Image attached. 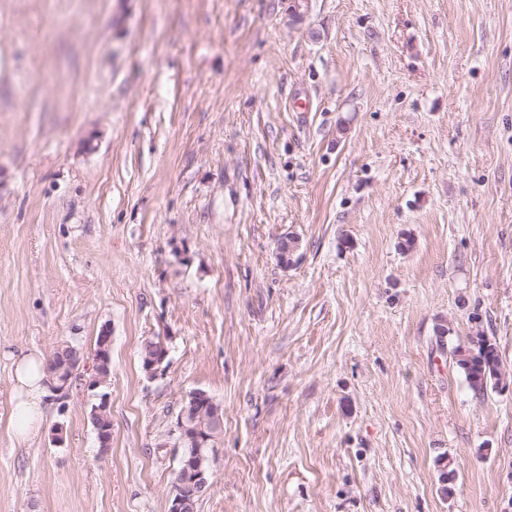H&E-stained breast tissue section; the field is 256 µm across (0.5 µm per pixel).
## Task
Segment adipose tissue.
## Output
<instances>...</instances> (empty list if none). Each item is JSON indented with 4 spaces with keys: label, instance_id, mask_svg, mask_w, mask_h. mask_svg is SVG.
<instances>
[{
    "label": "adipose tissue",
    "instance_id": "ef3b65f1",
    "mask_svg": "<svg viewBox=\"0 0 512 512\" xmlns=\"http://www.w3.org/2000/svg\"><path fill=\"white\" fill-rule=\"evenodd\" d=\"M46 358L37 351L11 359L12 410L11 427L21 441L30 439L41 428L46 415L44 400L48 394Z\"/></svg>",
    "mask_w": 512,
    "mask_h": 512
}]
</instances>
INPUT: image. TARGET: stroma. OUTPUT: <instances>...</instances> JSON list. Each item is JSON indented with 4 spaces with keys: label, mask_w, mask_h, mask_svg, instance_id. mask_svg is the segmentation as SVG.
<instances>
[{
    "label": "stroma",
    "mask_w": 512,
    "mask_h": 512,
    "mask_svg": "<svg viewBox=\"0 0 512 512\" xmlns=\"http://www.w3.org/2000/svg\"><path fill=\"white\" fill-rule=\"evenodd\" d=\"M106 327L108 452L81 385L17 441L8 352ZM481 335L512 374V0H0V512H168L196 389V512H512ZM146 340H151L152 341L151 344L155 345L157 347H159L163 343L160 336L145 338L141 344V349H140V358H141L142 364L144 361V355H145V351H146V349L144 347V343ZM168 354H169V349L165 346H162L157 351H154L152 354L148 355L144 364L142 365L144 372L149 377L156 376L157 373L162 370V364L166 360ZM475 349L457 346L452 351L456 364L474 395H483L493 380L500 383L501 362L494 343L486 336H478ZM187 400L189 401L186 405ZM171 430L177 447H183L179 460L178 483L170 499L169 512H194L197 498L210 485V454L223 433L221 406L206 391L191 392L183 402ZM209 448L205 460L202 450Z\"/></svg>",
    "instance_id": "stroma-1"
}]
</instances>
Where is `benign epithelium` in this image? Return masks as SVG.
Masks as SVG:
<instances>
[{
  "label": "benign epithelium",
  "mask_w": 512,
  "mask_h": 512,
  "mask_svg": "<svg viewBox=\"0 0 512 512\" xmlns=\"http://www.w3.org/2000/svg\"><path fill=\"white\" fill-rule=\"evenodd\" d=\"M299 249V238L285 235L280 238L277 255L281 264L287 266L293 262V256ZM169 354L165 346L148 355L142 368L144 372L154 377L162 370V364ZM81 363L79 351H74L66 362L68 374H63L58 380L59 398L69 395L70 376L77 373ZM188 405L178 413L171 430L176 436L177 446L182 448L178 483L170 499L169 512H195L197 498L210 485L211 472L204 466L205 457L202 450L215 446L223 433V414L217 401L203 390H196L187 396Z\"/></svg>",
  "instance_id": "7a95c632"
}]
</instances>
